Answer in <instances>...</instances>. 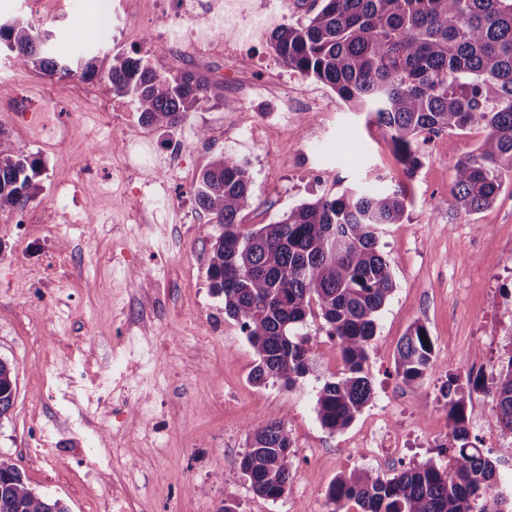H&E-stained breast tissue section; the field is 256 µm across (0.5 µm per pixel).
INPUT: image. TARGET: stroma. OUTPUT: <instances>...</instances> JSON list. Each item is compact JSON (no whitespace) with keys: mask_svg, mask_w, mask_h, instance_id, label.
Instances as JSON below:
<instances>
[{"mask_svg":"<svg viewBox=\"0 0 512 512\" xmlns=\"http://www.w3.org/2000/svg\"><path fill=\"white\" fill-rule=\"evenodd\" d=\"M113 0H0V20L21 17L50 35L61 55L75 56L93 36L101 55L139 53L140 0H126V29L99 32ZM238 92L190 113L164 131L139 122L132 97L108 83L57 81L17 66L0 50V93L46 90L54 99L28 137L15 140L42 162L39 188L11 223L0 213V358L17 372V397L0 419V457L30 486L65 501L69 512H329L337 477L392 467L359 458L379 426L403 440V466H450L438 444L448 433L443 387L466 363L498 372L512 351V183L475 214L451 195L454 166L484 132H443L423 145L421 165L406 178L385 128L345 102L335 110L288 112L284 100L311 97L318 82L284 84L266 70L270 42L240 48ZM159 75L185 71L220 82L224 55L195 60L154 52ZM265 147L248 153L253 129ZM185 149L170 163L166 148ZM240 142L237 159L251 180L246 227L272 224L320 196L350 189L389 190L409 182L412 202L379 245L396 288L377 318L368 363L373 394L345 429L317 418L320 383L340 377V349L311 319L321 356L314 374L289 389L257 385L255 357L239 322L224 313L207 278L213 221L195 223L194 188L202 170ZM424 325L435 367L419 391L396 375L401 338ZM470 433L493 430L492 386L465 390ZM285 417L294 450L289 489L270 500L253 492L240 470L251 433Z\"/></svg>","mask_w":512,"mask_h":512,"instance_id":"obj_1","label":"stroma"}]
</instances>
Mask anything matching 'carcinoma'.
<instances>
[{"instance_id":"cac0c4a2","label":"carcinoma","mask_w":512,"mask_h":512,"mask_svg":"<svg viewBox=\"0 0 512 512\" xmlns=\"http://www.w3.org/2000/svg\"><path fill=\"white\" fill-rule=\"evenodd\" d=\"M0 43L16 63L50 78L79 76L108 82L137 100L141 122L168 130L211 103H224V84L191 72L162 77L144 60L94 50L57 57L35 27L15 19L0 24ZM272 48L283 66L330 87L354 111L371 114L390 135L408 177L421 165L420 146L445 131L477 127L485 136L454 166L452 196L477 213L512 180V0H321L305 22L278 28ZM41 161L14 147L0 128V212L23 210L37 189ZM200 210L218 226L207 276L224 313L239 321L254 350V384L272 380L293 388L316 371L318 353L307 319L337 341L342 376L318 391L316 411L331 432L347 428L372 397L365 370L377 316L395 289L390 261L379 250V230L398 224L407 188L357 191L303 203L274 224L246 229L252 206L250 177L233 156H220L194 190ZM416 325L395 354L396 372L412 390L433 367V342ZM448 379L449 469L427 462L388 477L361 471L328 488L333 512H512L499 493L498 466L512 444L490 456L471 441L470 414ZM496 425L512 434V352L493 378ZM17 376L0 359V418L12 408ZM294 451L285 417H274L250 437L240 461L252 490L273 501L288 491ZM0 512H69L59 498L40 494L13 464L0 459Z\"/></svg>"}]
</instances>
